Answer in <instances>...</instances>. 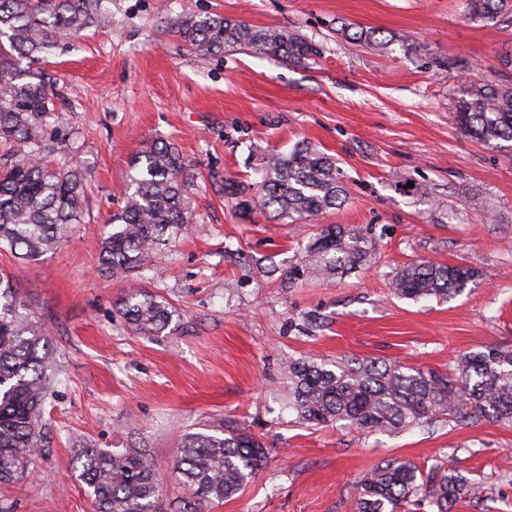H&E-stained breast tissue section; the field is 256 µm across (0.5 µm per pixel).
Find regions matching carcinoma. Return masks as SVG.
<instances>
[{
  "mask_svg": "<svg viewBox=\"0 0 512 512\" xmlns=\"http://www.w3.org/2000/svg\"><path fill=\"white\" fill-rule=\"evenodd\" d=\"M468 18L496 28L512 24V0H468ZM102 0H0V141L13 159L0 163V251L30 263L52 252L70 224L83 219L81 172L63 161L44 162L47 117L54 111L49 82L24 80L11 67L18 54L31 63L56 47L65 34L105 26ZM174 28L190 51L215 55L224 47L304 63L318 55L305 38L273 27H257L218 14H193ZM341 35L371 50L392 40L373 31ZM458 129L496 148L512 142V83L465 82L454 98ZM130 176L132 193L104 225L101 265L113 275L137 280L153 259L193 224L191 164L170 143L158 142L138 157ZM261 192L240 189L243 209L257 208L303 223L344 202L346 189L336 158L308 145L269 154L261 164ZM310 268L324 276L367 262L372 240L356 228L323 227L306 247ZM476 277L465 266L427 260L402 269L396 295L413 301L450 298ZM119 311L135 333L160 336L171 329L176 309L140 285L131 286ZM54 348L44 329L23 312L13 277L0 271V484L25 473L40 443L39 423L54 382ZM288 405L301 422L345 423L359 432L399 433L422 422L469 425L492 420L512 426V351L485 347L466 353L456 376L408 367L396 361L288 360ZM175 468L193 490L176 512H208L237 495L266 462V451L246 428L224 426L215 434L183 433ZM75 461L93 512H164L153 464L141 449L82 448ZM482 490L455 467L424 475L402 458L377 464L360 481L358 512H412L425 504L450 512L458 500L478 499Z\"/></svg>",
  "mask_w": 512,
  "mask_h": 512,
  "instance_id": "obj_1",
  "label": "carcinoma"
}]
</instances>
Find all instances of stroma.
<instances>
[{
	"instance_id": "35a3bbf8",
	"label": "stroma",
	"mask_w": 512,
	"mask_h": 512,
	"mask_svg": "<svg viewBox=\"0 0 512 512\" xmlns=\"http://www.w3.org/2000/svg\"><path fill=\"white\" fill-rule=\"evenodd\" d=\"M112 23L62 40L23 70L56 92L47 156L78 164L85 219L37 263L0 255L28 312L48 331L59 383L40 453L0 487V512H91L74 465L81 448L146 449L164 501L186 497L174 467L182 432L242 425L270 451L243 490L212 512H357L358 483L381 460L423 471L454 465L488 489L452 512H512V427L482 421L400 434L299 423L288 358L398 360L455 374L478 347L512 350V147L490 149L455 124L463 80L512 81V27L467 19L466 0H107ZM208 11L304 36L303 64L226 49L200 57L173 32ZM406 36L372 52L340 25ZM464 61L461 69L448 60ZM196 167L195 222L158 259L146 288L180 318L155 338L125 326L126 282L99 263L105 223L124 205L131 164L156 141ZM308 143L334 156L348 199L305 224L241 210L228 184L250 185L265 154ZM324 224L360 227L372 260L342 276L309 275L304 248ZM477 276L439 301L390 285L420 259Z\"/></svg>"
}]
</instances>
